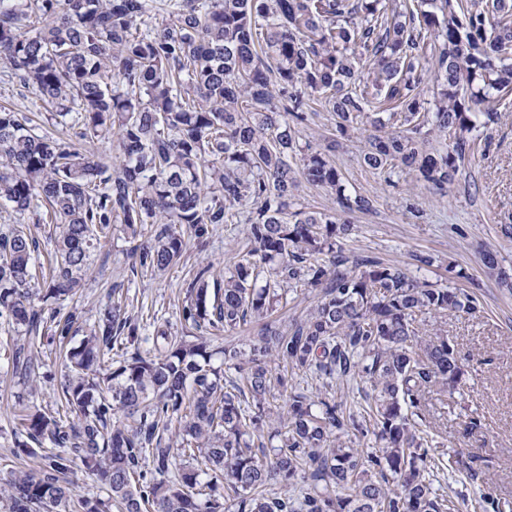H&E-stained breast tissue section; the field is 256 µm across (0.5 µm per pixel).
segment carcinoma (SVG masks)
<instances>
[{"mask_svg":"<svg viewBox=\"0 0 512 512\" xmlns=\"http://www.w3.org/2000/svg\"><path fill=\"white\" fill-rule=\"evenodd\" d=\"M0 64L67 132L0 106V206L56 224L47 268L39 224L0 230V325L15 333L21 386L6 406L13 455L43 459L0 478V512H456L432 489L423 434L464 364L417 317L473 316L478 299L345 252L353 226L304 210L296 192L302 177L345 211L372 210L330 161L363 114L366 166L445 191L474 153L477 119L492 121L512 91V0H420L408 20L398 0H163L159 12L149 0H0ZM316 94L334 133L298 155ZM114 130L117 163L82 148ZM443 137L446 152L428 149ZM223 224L244 225L247 243L224 278L209 262L194 271L180 315L197 335L135 317L122 281L77 343V312L47 307L85 287L118 227L131 273L155 276L188 239L207 250ZM300 285L319 290L316 304L275 318ZM257 322L248 351L213 347L210 331ZM44 337L64 368L52 409L33 402L55 378L34 352ZM302 376L359 380L366 416L307 392ZM371 439L378 448H361ZM78 463L106 497L75 494ZM277 484L299 495L270 493Z\"/></svg>","mask_w":512,"mask_h":512,"instance_id":"cac0c4a2","label":"carcinoma"}]
</instances>
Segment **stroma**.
Instances as JSON below:
<instances>
[{
  "label": "stroma",
  "mask_w": 512,
  "mask_h": 512,
  "mask_svg": "<svg viewBox=\"0 0 512 512\" xmlns=\"http://www.w3.org/2000/svg\"><path fill=\"white\" fill-rule=\"evenodd\" d=\"M0 105L33 117L51 129L49 111L33 94L21 93L0 71ZM477 139H489L465 160L446 192L433 190L407 174L386 179L384 174L360 163L367 147L363 134H355L333 158L347 194L372 199L368 212H342L334 191L301 184L299 202L311 211L335 216L353 224L345 239L346 252L371 255L399 265L433 282L457 288L475 287L481 308L473 316L449 318L448 337L465 356L466 384L450 393L447 403L432 410L436 424L432 437L443 455V468L433 487L455 499L459 512H478V484L466 475L470 456L481 465L495 485L493 512H512V290L483 265L485 252L496 254L500 267L512 274V239L504 238L499 222L512 214V94L503 97L501 108L488 127L478 128ZM243 227L225 225L206 251L188 247L180 264L163 275L127 279V243L122 232L103 240L91 260L90 284L64 311L94 319L101 300L116 281H127L129 306L148 309L168 320L173 331L185 332L180 309L186 300V283L198 263H213L217 272L232 267L236 251L244 244ZM433 260L417 268L415 255ZM461 270V278L449 279L447 266ZM480 416L483 429L464 431L469 417Z\"/></svg>",
  "instance_id": "obj_1"
}]
</instances>
